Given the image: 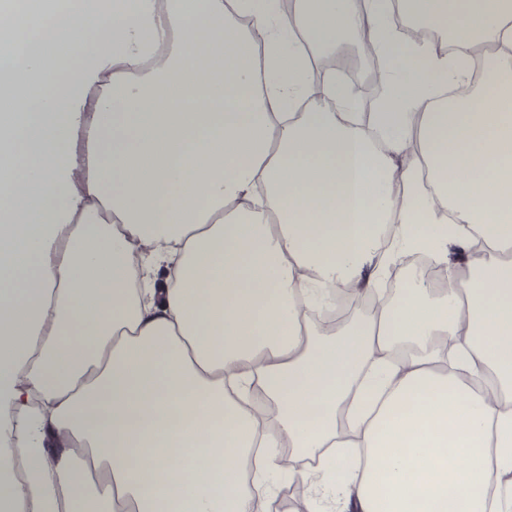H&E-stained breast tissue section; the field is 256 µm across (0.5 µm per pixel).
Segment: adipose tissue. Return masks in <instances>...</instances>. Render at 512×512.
<instances>
[{
  "instance_id": "ef3b65f1",
  "label": "adipose tissue",
  "mask_w": 512,
  "mask_h": 512,
  "mask_svg": "<svg viewBox=\"0 0 512 512\" xmlns=\"http://www.w3.org/2000/svg\"><path fill=\"white\" fill-rule=\"evenodd\" d=\"M403 6L0 0V512H267L282 447L305 512H512V0ZM393 216L445 288L316 331Z\"/></svg>"
}]
</instances>
